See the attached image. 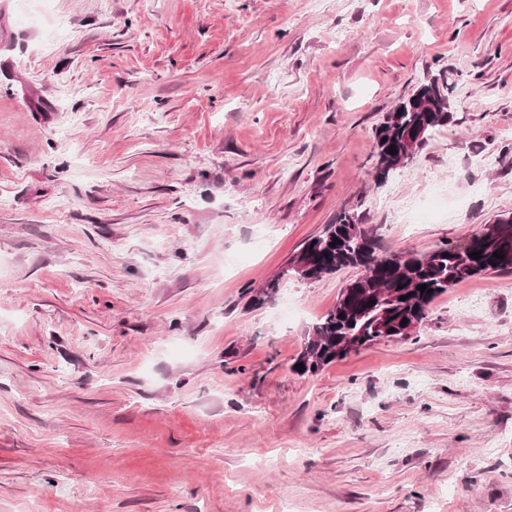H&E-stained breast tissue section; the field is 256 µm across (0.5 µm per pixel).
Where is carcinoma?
Segmentation results:
<instances>
[{"instance_id": "cac0c4a2", "label": "carcinoma", "mask_w": 512, "mask_h": 512, "mask_svg": "<svg viewBox=\"0 0 512 512\" xmlns=\"http://www.w3.org/2000/svg\"><path fill=\"white\" fill-rule=\"evenodd\" d=\"M453 87L444 73L419 85L401 99L373 130L374 181L386 182L401 169L400 151L417 136L427 138L441 127L456 122L451 99ZM396 146L397 153L388 152ZM341 243L332 245L334 239ZM512 248V216L486 224L479 233L462 243L448 242L425 254L379 252L377 229L360 223L354 215L343 213L336 223L325 226L321 234L309 239L289 262L288 271L318 280L346 267L361 274L340 291L335 305L309 330L296 363L303 374L315 375L325 366L347 356L343 348L360 347L380 341L383 336L401 335V321L422 324L432 301L449 287L486 271H506L505 264L493 256ZM480 252L479 259L469 254ZM426 285V291L418 286ZM373 304H368V301Z\"/></svg>"}]
</instances>
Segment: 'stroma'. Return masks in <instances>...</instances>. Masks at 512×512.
I'll list each match as a JSON object with an SVG mask.
<instances>
[{
    "instance_id": "1",
    "label": "stroma",
    "mask_w": 512,
    "mask_h": 512,
    "mask_svg": "<svg viewBox=\"0 0 512 512\" xmlns=\"http://www.w3.org/2000/svg\"><path fill=\"white\" fill-rule=\"evenodd\" d=\"M508 146L512 0H0V512H512V271L313 376L360 271L286 272L343 212L419 253L512 215ZM452 91V84L448 83V77L442 71L419 85L410 96L401 99L392 111L385 113L373 130V178L376 184L385 183L404 166L399 162L400 152L409 140L415 142L421 135L422 140L417 143L419 148L433 132L457 121ZM383 138H386L385 142H382ZM391 144L396 146V154L388 152Z\"/></svg>"
}]
</instances>
